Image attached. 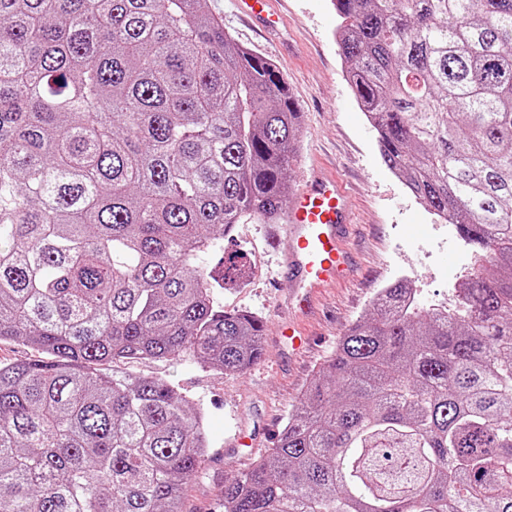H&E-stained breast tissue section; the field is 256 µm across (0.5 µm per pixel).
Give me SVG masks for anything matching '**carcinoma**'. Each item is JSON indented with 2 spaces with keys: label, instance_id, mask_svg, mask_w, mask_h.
<instances>
[{
  "label": "carcinoma",
  "instance_id": "1",
  "mask_svg": "<svg viewBox=\"0 0 512 512\" xmlns=\"http://www.w3.org/2000/svg\"><path fill=\"white\" fill-rule=\"evenodd\" d=\"M383 163L483 252L456 309L398 278L224 512H512V0H333ZM302 112L206 0H0V512H183L204 413L100 366L241 375L237 224H280ZM42 354L25 344L13 341L0 342V361L1 362H14L19 360L37 359Z\"/></svg>",
  "mask_w": 512,
  "mask_h": 512
}]
</instances>
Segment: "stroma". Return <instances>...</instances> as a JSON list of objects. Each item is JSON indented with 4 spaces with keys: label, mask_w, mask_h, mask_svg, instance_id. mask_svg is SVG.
I'll return each instance as SVG.
<instances>
[{
    "label": "stroma",
    "mask_w": 512,
    "mask_h": 512,
    "mask_svg": "<svg viewBox=\"0 0 512 512\" xmlns=\"http://www.w3.org/2000/svg\"><path fill=\"white\" fill-rule=\"evenodd\" d=\"M207 7L240 44L273 59L282 70L303 114L290 186H301L303 168L312 162L341 175L356 221L350 244L363 269L353 282L322 293L316 311L302 322L311 347L303 355L290 354L276 338L277 324L287 313L288 276L277 241L285 227L236 225L233 237L251 255V282L245 288L216 289L214 300L225 310L247 311L263 320L260 359L241 375L183 356L118 364L120 372L166 380L206 413L209 448L199 474L183 492V512H220L224 480L247 454L234 446L236 432L259 420L268 422L269 435L250 453L260 459L340 336L369 309L380 288L407 278L420 305L429 308L455 297L475 261L474 247L449 235L447 226L384 165L376 133L346 80L331 0H283L279 9L285 26L275 36L236 15L231 0H207Z\"/></svg>",
    "instance_id": "stroma-1"
}]
</instances>
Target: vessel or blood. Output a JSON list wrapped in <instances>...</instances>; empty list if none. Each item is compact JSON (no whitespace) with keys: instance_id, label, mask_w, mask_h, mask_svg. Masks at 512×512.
Segmentation results:
<instances>
[{"instance_id":"obj_1","label":"vessel or blood","mask_w":512,"mask_h":512,"mask_svg":"<svg viewBox=\"0 0 512 512\" xmlns=\"http://www.w3.org/2000/svg\"><path fill=\"white\" fill-rule=\"evenodd\" d=\"M238 12L273 27L275 0H232ZM286 266L291 289L288 302L297 313L315 307L323 289L342 285L359 274L348 247L354 227L348 190L335 174L312 171L286 208Z\"/></svg>"}]
</instances>
